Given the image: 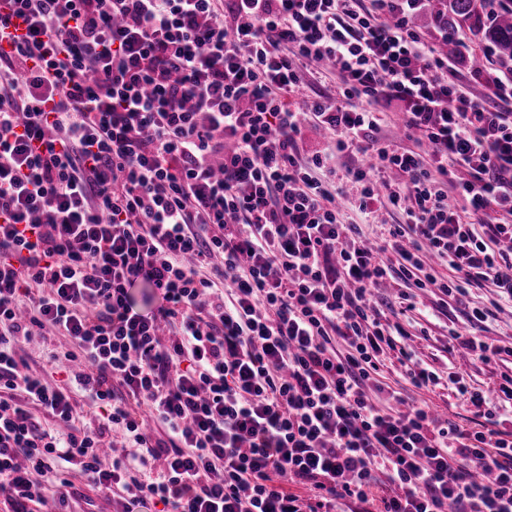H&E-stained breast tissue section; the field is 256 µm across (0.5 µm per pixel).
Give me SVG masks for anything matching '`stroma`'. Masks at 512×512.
Wrapping results in <instances>:
<instances>
[{
    "instance_id": "35a3bbf8",
    "label": "stroma",
    "mask_w": 512,
    "mask_h": 512,
    "mask_svg": "<svg viewBox=\"0 0 512 512\" xmlns=\"http://www.w3.org/2000/svg\"><path fill=\"white\" fill-rule=\"evenodd\" d=\"M486 46V41L478 33L458 34L456 42L448 46L453 79L463 84L470 96L478 100L487 99L489 90L483 81L474 78L472 61L482 56ZM400 290V284L385 280L376 289L375 299L386 306L387 319L401 323L408 332L406 344L416 358L437 370L441 376L455 374L468 387L493 394L501 374L512 373V306L502 305L494 318L485 322L478 333L479 338L500 350L495 361L484 364L469 360L463 349L449 340V330L456 329L463 333L468 330L463 306L452 301L443 302L437 289L424 288L415 292L416 310L402 318L394 312ZM382 381L393 390L414 394L417 401L427 403L461 428L472 429L476 426L473 414L459 404L452 390L440 387L414 391L398 365L386 369Z\"/></svg>"
}]
</instances>
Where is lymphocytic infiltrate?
<instances>
[{
  "instance_id": "obj_1",
  "label": "lymphocytic infiltrate",
  "mask_w": 512,
  "mask_h": 512,
  "mask_svg": "<svg viewBox=\"0 0 512 512\" xmlns=\"http://www.w3.org/2000/svg\"><path fill=\"white\" fill-rule=\"evenodd\" d=\"M359 2L0 0V512L64 510L73 470L116 512H512L481 391L455 384L479 430L367 393L392 355L440 383L370 305L383 279L512 301V62L476 101L420 0ZM312 63L337 93L294 101ZM387 204L404 223L361 242ZM490 313L450 332L484 363ZM46 330L56 385L18 353Z\"/></svg>"
}]
</instances>
